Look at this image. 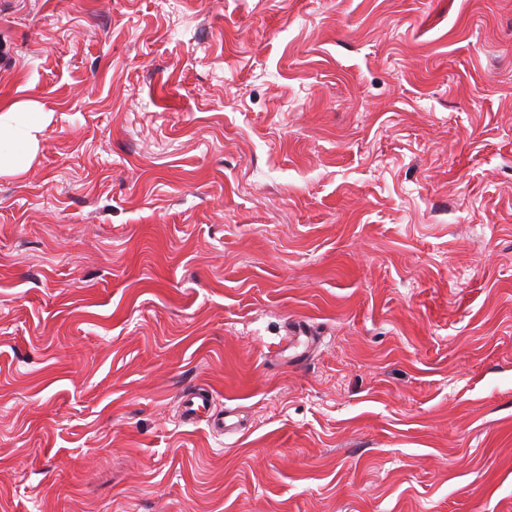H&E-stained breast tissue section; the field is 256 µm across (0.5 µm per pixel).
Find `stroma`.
Listing matches in <instances>:
<instances>
[{"instance_id":"1","label":"stroma","mask_w":512,"mask_h":512,"mask_svg":"<svg viewBox=\"0 0 512 512\" xmlns=\"http://www.w3.org/2000/svg\"><path fill=\"white\" fill-rule=\"evenodd\" d=\"M5 99L0 512H512V0H0ZM50 120L34 101L0 103V176H21L34 161ZM212 399V393L206 388L190 392L183 397L181 411L187 422H194L200 417V413L206 410Z\"/></svg>"}]
</instances>
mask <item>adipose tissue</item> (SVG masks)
Listing matches in <instances>:
<instances>
[{
	"mask_svg": "<svg viewBox=\"0 0 512 512\" xmlns=\"http://www.w3.org/2000/svg\"><path fill=\"white\" fill-rule=\"evenodd\" d=\"M49 120V113L37 102L0 103V176H20L28 171Z\"/></svg>",
	"mask_w": 512,
	"mask_h": 512,
	"instance_id": "ef3b65f1",
	"label": "adipose tissue"
}]
</instances>
